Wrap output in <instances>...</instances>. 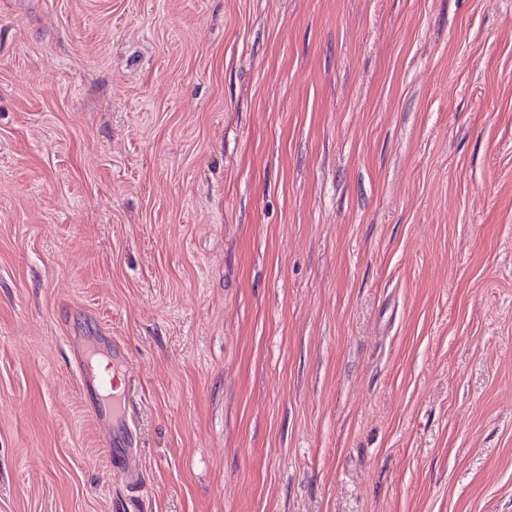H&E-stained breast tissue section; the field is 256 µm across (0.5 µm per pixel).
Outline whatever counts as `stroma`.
I'll list each match as a JSON object with an SVG mask.
<instances>
[{"instance_id": "1", "label": "stroma", "mask_w": 512, "mask_h": 512, "mask_svg": "<svg viewBox=\"0 0 512 512\" xmlns=\"http://www.w3.org/2000/svg\"><path fill=\"white\" fill-rule=\"evenodd\" d=\"M0 512H512V0H0ZM93 346H89L82 353L78 361L79 381L83 385L85 376L90 370L95 374L94 387L99 398L94 405V414L103 432L112 431V466L116 471L129 475L139 473V457L134 447L133 436V400L134 384L129 373V365L124 357L112 352V361L105 371L98 374L94 364L100 356L92 355ZM111 369V371H109ZM120 377L117 388L112 382Z\"/></svg>"}]
</instances>
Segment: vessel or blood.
I'll return each mask as SVG.
<instances>
[{
  "instance_id": "1",
  "label": "vessel or blood",
  "mask_w": 512,
  "mask_h": 512,
  "mask_svg": "<svg viewBox=\"0 0 512 512\" xmlns=\"http://www.w3.org/2000/svg\"><path fill=\"white\" fill-rule=\"evenodd\" d=\"M94 387L98 400L94 414L101 429L112 433V464L116 471L129 475L139 471V457L134 447V384L129 365L120 354H113L106 371L97 374Z\"/></svg>"
}]
</instances>
